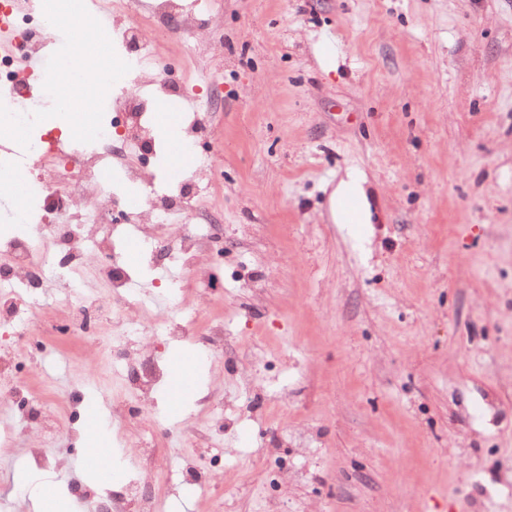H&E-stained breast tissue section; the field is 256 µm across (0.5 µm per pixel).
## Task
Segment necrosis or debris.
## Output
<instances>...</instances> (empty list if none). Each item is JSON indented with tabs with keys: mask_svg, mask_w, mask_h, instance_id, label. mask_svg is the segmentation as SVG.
Segmentation results:
<instances>
[{
	"mask_svg": "<svg viewBox=\"0 0 512 512\" xmlns=\"http://www.w3.org/2000/svg\"><path fill=\"white\" fill-rule=\"evenodd\" d=\"M107 17L116 21L112 33L123 47L145 45L159 34L169 32L172 18H179L178 32L192 36L202 29L204 19L189 0H151L148 11H141L139 0H109ZM0 26L14 34V51L0 55V124L28 126L29 115L41 106V98L57 91V67H49L42 77L40 91H33L30 74L15 63L16 57L33 56L51 41L54 23L43 0H0ZM155 87L158 97L179 96L178 87L162 72L137 73L123 94L114 99L112 110L98 121L92 138L72 133L66 136L29 137L27 150L19 157L7 156L11 177L21 180L29 196L42 197L55 214L44 222L31 212L29 225L11 238L10 264L0 266V333L7 342L17 343L41 328L45 312L37 298L46 274L68 297L66 306L75 334L100 335L98 307L83 295L73 272L81 261L85 242H93L109 257L105 273L113 292L128 297L129 272L114 239L125 221V214L113 198L106 177L112 166L126 167L131 181L145 190V200L135 215L145 256H152L166 238L167 216L171 210L194 212L191 195L160 193L153 188L148 170L128 162L130 150H152L155 137L146 120L150 101L143 87ZM137 322L126 323L123 333L106 343L99 366L114 364L132 370L130 383L149 402L162 377V368L149 374L134 373L144 358L130 341Z\"/></svg>",
	"mask_w": 512,
	"mask_h": 512,
	"instance_id": "necrosis-or-debris-1",
	"label": "necrosis or debris"
}]
</instances>
